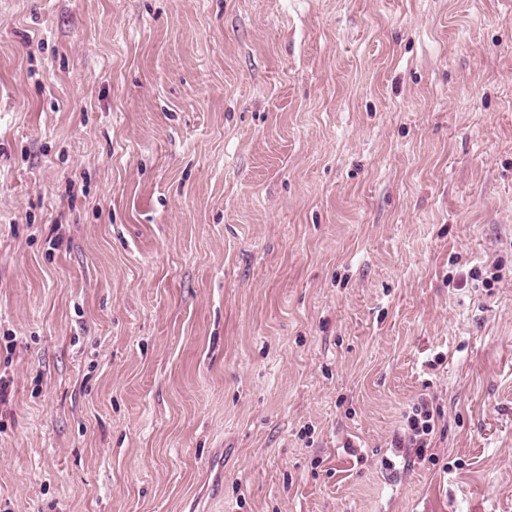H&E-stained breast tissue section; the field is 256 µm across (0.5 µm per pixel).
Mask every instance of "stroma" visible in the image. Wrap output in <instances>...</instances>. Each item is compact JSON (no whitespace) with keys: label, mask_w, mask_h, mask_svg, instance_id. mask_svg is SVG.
<instances>
[{"label":"stroma","mask_w":512,"mask_h":512,"mask_svg":"<svg viewBox=\"0 0 512 512\" xmlns=\"http://www.w3.org/2000/svg\"><path fill=\"white\" fill-rule=\"evenodd\" d=\"M1 371L0 512H512V0H0ZM437 419L433 408L426 403L414 404L407 417L408 444L416 448L419 457H424L425 448H429Z\"/></svg>","instance_id":"1"}]
</instances>
